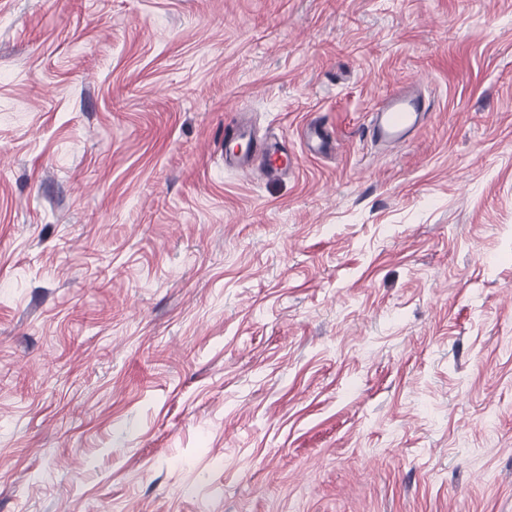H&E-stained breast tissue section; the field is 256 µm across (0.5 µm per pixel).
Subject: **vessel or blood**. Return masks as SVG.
I'll return each mask as SVG.
<instances>
[{"label":"vessel or blood","instance_id":"obj_1","mask_svg":"<svg viewBox=\"0 0 512 512\" xmlns=\"http://www.w3.org/2000/svg\"><path fill=\"white\" fill-rule=\"evenodd\" d=\"M429 110L430 106L422 95L403 87L389 93L371 107L363 132L371 140L399 146L418 134ZM302 137L310 155L324 154L332 148V137L322 124H307ZM296 160L295 153H287L258 141L252 128L244 121H233L224 128L225 166L245 173L258 161L265 173L275 178L292 168Z\"/></svg>","mask_w":512,"mask_h":512}]
</instances>
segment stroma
Instances as JSON below:
<instances>
[{"label":"stroma","mask_w":512,"mask_h":512,"mask_svg":"<svg viewBox=\"0 0 512 512\" xmlns=\"http://www.w3.org/2000/svg\"><path fill=\"white\" fill-rule=\"evenodd\" d=\"M0 512H512V0H0ZM428 112L430 105L422 95L402 87L371 107L363 133L375 142L400 146L418 134ZM241 145L240 150L235 146ZM286 158V161L283 159ZM257 158L265 173L272 178L280 176L297 163L294 152H286L277 146H266L255 137V132L242 119L233 121L224 127V166L248 172ZM302 137L307 152L312 156L325 154L332 149V137L320 123H309L303 128Z\"/></svg>","instance_id":"35a3bbf8"}]
</instances>
